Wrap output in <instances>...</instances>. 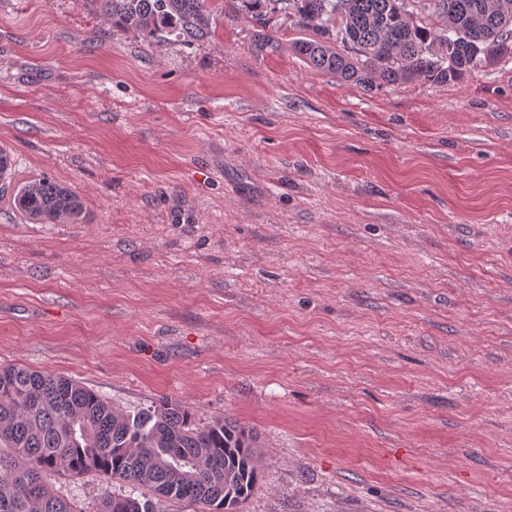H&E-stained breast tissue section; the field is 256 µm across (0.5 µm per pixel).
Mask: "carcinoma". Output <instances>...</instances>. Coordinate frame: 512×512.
<instances>
[{"label":"carcinoma","instance_id":"1","mask_svg":"<svg viewBox=\"0 0 512 512\" xmlns=\"http://www.w3.org/2000/svg\"><path fill=\"white\" fill-rule=\"evenodd\" d=\"M96 2L112 24L149 37L177 31L189 42L212 26L209 0ZM272 3L312 32L294 50L315 71L369 86L376 79L458 81L498 63L486 50L512 35L494 0ZM450 29L457 34L452 45ZM13 203L43 224L84 217L81 198L49 177L17 188ZM259 461L252 431L225 418L201 425L181 400L163 398L130 413L68 378L0 366V512H79L47 481L53 472L97 473L105 483L99 512H158L161 498L199 512H239L261 480ZM116 484L128 491H112Z\"/></svg>","mask_w":512,"mask_h":512}]
</instances>
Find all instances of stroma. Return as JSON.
<instances>
[{
	"instance_id": "35a3bbf8",
	"label": "stroma",
	"mask_w": 512,
	"mask_h": 512,
	"mask_svg": "<svg viewBox=\"0 0 512 512\" xmlns=\"http://www.w3.org/2000/svg\"><path fill=\"white\" fill-rule=\"evenodd\" d=\"M211 7L185 42L0 0L12 184L85 209L0 196V365L252 429L241 512H512V57L369 88ZM49 480L97 512L99 476ZM13 203L17 212L30 220L41 221H36L39 224H55L54 220L59 217L69 224H79L84 217L81 198L71 188L49 177L33 179L17 188Z\"/></svg>"
}]
</instances>
